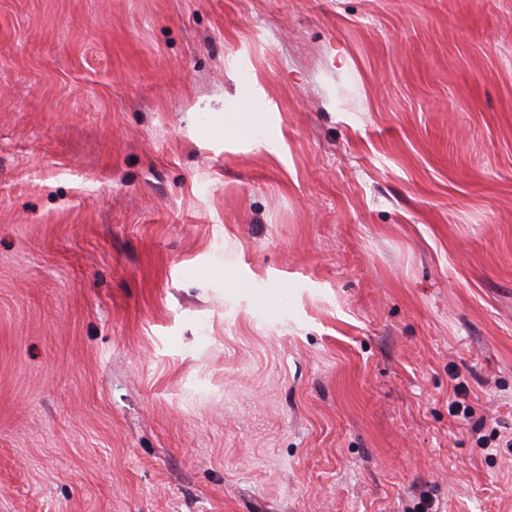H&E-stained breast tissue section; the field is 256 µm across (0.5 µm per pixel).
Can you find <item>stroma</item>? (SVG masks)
Segmentation results:
<instances>
[{"instance_id": "stroma-1", "label": "stroma", "mask_w": 512, "mask_h": 512, "mask_svg": "<svg viewBox=\"0 0 512 512\" xmlns=\"http://www.w3.org/2000/svg\"><path fill=\"white\" fill-rule=\"evenodd\" d=\"M512 0H0V512H512ZM448 412L453 418L463 419L470 423L471 431L478 435L477 442L483 448L512 447V433L502 431L501 428H507L499 425L497 420L489 423L488 426L485 417L471 421L475 415L474 407L468 403V388L461 382L453 386V400L449 403ZM487 430H489L488 433Z\"/></svg>"}]
</instances>
